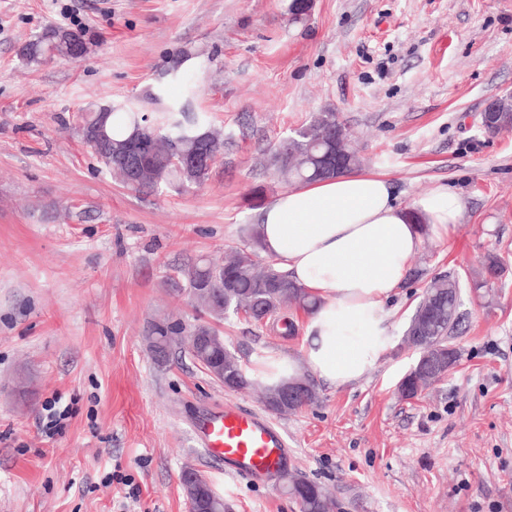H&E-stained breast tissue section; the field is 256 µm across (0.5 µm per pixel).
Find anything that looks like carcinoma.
<instances>
[{"label":"carcinoma","mask_w":512,"mask_h":512,"mask_svg":"<svg viewBox=\"0 0 512 512\" xmlns=\"http://www.w3.org/2000/svg\"><path fill=\"white\" fill-rule=\"evenodd\" d=\"M52 31L53 28L49 27L27 41L20 49V56L30 64L67 56L66 46L51 44L49 34ZM97 128L103 130L104 138L114 147L144 136H154L157 149L152 159L148 160L146 175L132 185L138 191H154L172 184L200 186L212 172L210 168L188 172L176 162L179 154H190L202 144L211 146L219 141L218 134L209 126L204 114L190 118L184 112L167 110L149 120L127 104L113 103L100 112H88L82 116L83 135ZM338 136L346 141L351 133L338 122L336 113L330 110L319 112L308 124L296 129L294 135L282 139L275 146L270 164L290 180L304 183L326 179L330 174L318 171L314 158L326 144L335 143ZM250 239V244L226 254L222 265L203 261L197 263L188 271L181 291L209 313L222 307L226 314L242 311L257 322L272 317L288 302L312 311L316 307V300L293 282L275 259L261 258L258 229H251ZM503 270L504 264L498 255H487L482 272L472 281V287H485L490 280L499 278ZM459 287L458 275L450 271L434 279L426 288L405 329V335L414 337L413 345L431 350L446 345L448 336L459 325L461 305V298L448 295V289ZM184 332V327L165 320L153 323L149 329V334L162 337L181 336ZM188 353L204 363L208 370L215 362L224 365V381L231 390L261 387L264 403L277 414H290L319 403L317 389L303 375L297 374L291 380L307 385L305 397L295 405L284 408L276 401L277 387L250 379L226 347L219 346L203 352L191 345ZM429 380L430 374L414 368L404 377L398 392L405 399H413L428 387ZM275 478L286 485L288 492L298 500L301 512H326L329 497L322 486L289 473L286 467L280 469ZM181 483L188 487L189 493L207 498L212 503V512H224V499L213 497L212 486L205 477L201 476L197 482L191 483L183 471Z\"/></svg>","instance_id":"carcinoma-1"}]
</instances>
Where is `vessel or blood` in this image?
Returning <instances> with one entry per match:
<instances>
[{
	"instance_id": "obj_1",
	"label": "vessel or blood",
	"mask_w": 512,
	"mask_h": 512,
	"mask_svg": "<svg viewBox=\"0 0 512 512\" xmlns=\"http://www.w3.org/2000/svg\"><path fill=\"white\" fill-rule=\"evenodd\" d=\"M194 432L208 458L232 477L273 474L288 457V441L273 421L233 404L212 408Z\"/></svg>"
}]
</instances>
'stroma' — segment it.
<instances>
[{
  "label": "stroma",
  "mask_w": 512,
  "mask_h": 512,
  "mask_svg": "<svg viewBox=\"0 0 512 512\" xmlns=\"http://www.w3.org/2000/svg\"><path fill=\"white\" fill-rule=\"evenodd\" d=\"M51 24L81 32L85 57L26 64L21 47ZM510 91L512 0H310L301 16L292 0H0V512H187V466L226 512H300L275 478L226 475L192 434L214 406L265 413L260 393L225 389L185 352L158 365L144 334L208 322L244 368L301 360V309L288 336L210 318L172 282L245 244L289 187L271 148L327 110L402 206L445 185L464 209L411 259L388 304L392 347L356 382L317 383L318 405L274 416L287 467L333 512H512V131L479 126ZM120 102L207 114L224 134L209 179L138 192L101 165L79 115ZM490 253L506 271L473 292ZM450 271L460 360L401 399L418 357L403 331ZM55 399L68 417L48 436Z\"/></svg>",
  "instance_id": "stroma-1"
}]
</instances>
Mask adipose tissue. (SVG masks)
<instances>
[{
  "label": "adipose tissue",
  "mask_w": 512,
  "mask_h": 512,
  "mask_svg": "<svg viewBox=\"0 0 512 512\" xmlns=\"http://www.w3.org/2000/svg\"><path fill=\"white\" fill-rule=\"evenodd\" d=\"M462 212L450 188L404 208L388 179L356 171L279 193L261 211L262 248L319 304L307 319L301 361L270 355L255 378L274 385L303 367L338 387L359 380L393 343L386 304L423 243L420 224L445 232Z\"/></svg>",
  "instance_id": "1"
}]
</instances>
